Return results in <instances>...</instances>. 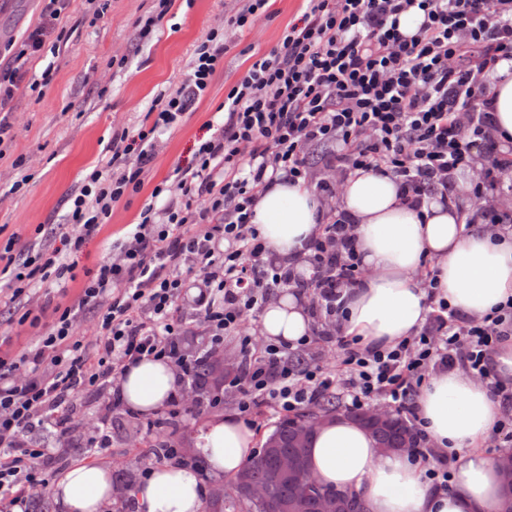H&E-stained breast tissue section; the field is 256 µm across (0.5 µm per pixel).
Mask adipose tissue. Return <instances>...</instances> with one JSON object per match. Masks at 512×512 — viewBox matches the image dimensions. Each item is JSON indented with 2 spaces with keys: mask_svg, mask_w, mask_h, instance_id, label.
<instances>
[{
  "mask_svg": "<svg viewBox=\"0 0 512 512\" xmlns=\"http://www.w3.org/2000/svg\"><path fill=\"white\" fill-rule=\"evenodd\" d=\"M492 113L502 142H512V60L487 75ZM355 224L362 280L343 291L341 329L364 347H389L415 335L425 322L426 290L418 275L430 268L449 305L479 318L512 297V231L498 236L466 226L456 204L439 197L409 207L387 174L355 171L340 191ZM319 203L303 184L279 183L259 197L253 218L269 256L307 272V247L319 233ZM311 317L303 298L287 290L266 306L260 333L273 342L307 336ZM172 364L145 359L120 379L127 407L150 415L177 389ZM422 429L438 446L457 452L450 491L433 490L420 459L378 448L351 418L326 420L309 447L321 485L359 494L370 512H497L502 496L496 462L484 450L500 406L479 382L460 371L433 374L416 399ZM201 451L213 475L234 476L254 457L255 440L233 416H212ZM58 512H112V474L100 463L67 468L51 486ZM208 490L198 473L163 464L136 489L140 512H203Z\"/></svg>",
  "mask_w": 512,
  "mask_h": 512,
  "instance_id": "1",
  "label": "adipose tissue"
}]
</instances>
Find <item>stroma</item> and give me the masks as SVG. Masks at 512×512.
Listing matches in <instances>:
<instances>
[{"mask_svg":"<svg viewBox=\"0 0 512 512\" xmlns=\"http://www.w3.org/2000/svg\"><path fill=\"white\" fill-rule=\"evenodd\" d=\"M238 7L237 0H175L162 29L141 40L140 22L157 11L158 0H109L107 11L98 17L88 11L85 0H73L62 24L73 28L74 34L54 59L52 85L41 96L20 89L12 111L5 115L10 129L0 141V249L9 244L23 256L36 239L58 242L70 193L100 165L113 134L124 131L134 136L149 130L146 114L157 94L185 84L197 46L211 29H223L224 64L207 93L177 128L155 133V157L143 187L127 192L113 205L108 223L80 254L78 269L92 270L111 261L113 242L138 223L146 204L163 205V198H152L154 187L175 167L191 162L201 140L209 135V122L219 121L229 91L255 60L280 44L285 27L303 13L304 2L268 0L251 24L233 28L228 21ZM38 21L36 0H0V47ZM81 287L78 280L63 289L45 286L31 302L29 313L0 314V357L13 358L32 349L52 322V307L76 303ZM210 389L222 392V406L184 414L172 424L158 422L153 415L114 418L109 448L92 454V461L110 465L114 484L137 483L143 479L142 471L149 465L146 455L155 441L175 440L185 460L201 461L200 436L213 414L240 416L260 441L276 425L264 406L239 415L237 406L245 394L222 375H215ZM105 398L102 391H80L74 399L73 436L37 429L28 433V442L35 447L58 446L60 468L77 463L69 440L92 430Z\"/></svg>","mask_w":512,"mask_h":512,"instance_id":"1","label":"stroma"}]
</instances>
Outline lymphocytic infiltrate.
<instances>
[{
    "label": "lymphocytic infiltrate",
    "mask_w": 512,
    "mask_h": 512,
    "mask_svg": "<svg viewBox=\"0 0 512 512\" xmlns=\"http://www.w3.org/2000/svg\"><path fill=\"white\" fill-rule=\"evenodd\" d=\"M43 23L21 41L4 45L0 112L24 82L48 89L58 55L73 32L61 21L71 0H41ZM301 17L284 30L279 47L257 59L224 101V119L202 142L192 162L176 167L154 188L162 207L147 205L140 221L114 246L111 262L86 272L76 305L55 308L38 346L9 362L0 357V512L32 496L43 483L34 461L49 446L25 445L26 433L73 425L70 403L85 388L109 389L99 424L82 453L109 440L112 415L123 412L119 379L130 364L163 359L191 375L194 364L181 345L177 300L184 275L203 276L195 298L201 321L222 343L234 335L243 310L272 289L293 288L310 299L320 321L311 338L269 344L262 352L243 337L245 365L233 378L249 406L267 404L277 414L296 411L328 393L361 408L374 397L407 414L426 376L457 369L483 383L502 407L494 432L512 447V384L491 364V354L512 337V298L482 318L465 316L440 297L431 271L426 323L416 336L391 348L340 340V369L293 363L310 340L331 339L339 324L343 289L360 284L353 222L336 197L341 180L358 170L395 176L402 198H452L456 172L475 171L471 223L499 232L512 226V206L501 177L512 171V147L502 148L490 112L488 73L512 60V0H305ZM417 9V31L400 30L402 14ZM45 64L29 79L35 61ZM224 63V32L213 29L196 49L187 83L160 94L153 129L173 127L203 96ZM155 144L148 132L113 136L103 167L94 168L69 196L59 246L31 244L24 259L0 250V308L15 309L44 284L75 280L77 257L112 215L127 191L140 190ZM288 181L312 187L321 201L320 232L306 257L315 275L304 279L266 258L253 222L260 193ZM98 317L101 335L86 348L74 329L84 311ZM415 455L428 459L426 477L448 489L455 452L426 447L417 430Z\"/></svg>",
    "instance_id": "obj_1"
}]
</instances>
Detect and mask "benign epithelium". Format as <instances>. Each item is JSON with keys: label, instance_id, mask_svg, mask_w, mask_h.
<instances>
[{"label": "benign epithelium", "instance_id": "1", "mask_svg": "<svg viewBox=\"0 0 512 512\" xmlns=\"http://www.w3.org/2000/svg\"><path fill=\"white\" fill-rule=\"evenodd\" d=\"M368 424L375 430L383 429L392 424L396 413L385 406H368L361 411ZM331 415L312 411L301 416L292 428V447L302 449L315 433L317 427ZM303 476L307 485L318 486L315 477L305 471L303 458L297 453H280L274 458L271 469V482L261 484L252 482L247 472H242L230 485L218 484L212 490L207 502V512H222L228 498L249 501L264 512H297V500L281 501L272 494L273 483L288 477ZM339 499L328 492L319 495L316 512H341Z\"/></svg>", "mask_w": 512, "mask_h": 512}]
</instances>
